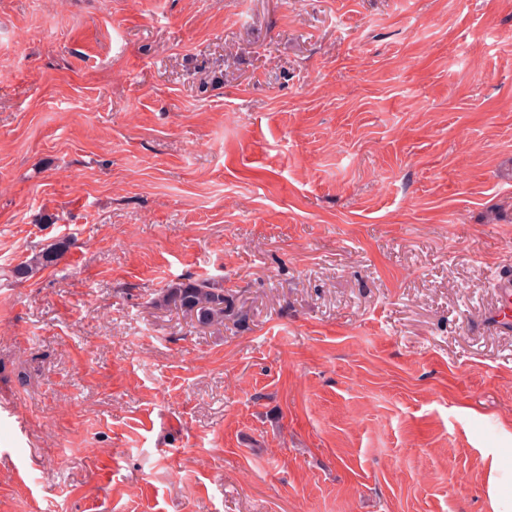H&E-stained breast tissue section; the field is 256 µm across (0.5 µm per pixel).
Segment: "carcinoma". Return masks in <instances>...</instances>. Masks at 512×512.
Returning a JSON list of instances; mask_svg holds the SVG:
<instances>
[{
	"mask_svg": "<svg viewBox=\"0 0 512 512\" xmlns=\"http://www.w3.org/2000/svg\"><path fill=\"white\" fill-rule=\"evenodd\" d=\"M69 247L59 240L41 249L27 263L12 270L17 279L27 278L37 271L53 266ZM152 305L158 308H174L201 327H222L224 321L237 316L234 296L224 293V286L208 279L185 278L172 282L156 294Z\"/></svg>",
	"mask_w": 512,
	"mask_h": 512,
	"instance_id": "1",
	"label": "carcinoma"
}]
</instances>
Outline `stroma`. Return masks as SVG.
Returning <instances> with one entry per match:
<instances>
[{
	"label": "stroma",
	"mask_w": 512,
	"mask_h": 512,
	"mask_svg": "<svg viewBox=\"0 0 512 512\" xmlns=\"http://www.w3.org/2000/svg\"><path fill=\"white\" fill-rule=\"evenodd\" d=\"M508 272L512 0H0V512H491ZM68 247L69 244L67 241L58 240L42 248L28 263L21 264L11 270V272L16 279L32 276L40 269L56 265L67 251ZM497 296L500 304L497 311L491 315V324L497 328H503L511 320L512 312V274L503 275L497 284ZM158 308L181 311L201 327H221L224 321L238 317L234 296L224 286L208 279L185 278L171 282L152 299Z\"/></svg>",
	"instance_id": "35a3bbf8"
}]
</instances>
